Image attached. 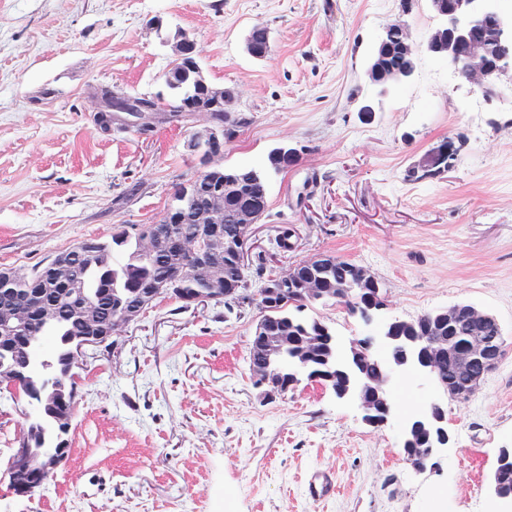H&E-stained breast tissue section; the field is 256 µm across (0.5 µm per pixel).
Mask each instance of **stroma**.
Listing matches in <instances>:
<instances>
[{
    "instance_id": "obj_1",
    "label": "stroma",
    "mask_w": 512,
    "mask_h": 512,
    "mask_svg": "<svg viewBox=\"0 0 512 512\" xmlns=\"http://www.w3.org/2000/svg\"><path fill=\"white\" fill-rule=\"evenodd\" d=\"M405 20L416 42L436 26L424 0H0V268L20 273L114 228L159 221L195 172L190 131L103 136L91 85L164 93L178 33L200 51L213 84L234 89L248 118L220 163L264 167L281 144L294 167L270 173L268 213L255 227L265 275L327 253L382 283L380 320L468 303L499 320L506 354L468 401L432 379L397 373L388 421L365 423L356 401L310 381L263 400L248 364L261 313L165 299L88 351L78 381L71 453L34 498L3 476L26 403L0 408V512H512L491 495L500 449L512 448V87L488 96L427 54L413 79L379 91L366 78L385 26ZM257 23L273 53L245 50ZM375 110L364 121L359 109ZM451 167L423 181L409 169L454 136ZM294 247L271 249L281 225ZM340 347L372 327L315 303ZM438 401L448 447L426 470L405 459L414 404ZM336 491L308 490L314 473Z\"/></svg>"
}]
</instances>
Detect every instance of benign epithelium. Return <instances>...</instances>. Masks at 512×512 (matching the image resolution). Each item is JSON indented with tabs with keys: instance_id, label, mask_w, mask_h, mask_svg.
<instances>
[{
	"instance_id": "1",
	"label": "benign epithelium",
	"mask_w": 512,
	"mask_h": 512,
	"mask_svg": "<svg viewBox=\"0 0 512 512\" xmlns=\"http://www.w3.org/2000/svg\"><path fill=\"white\" fill-rule=\"evenodd\" d=\"M430 10L438 19V24L431 30L424 43V51L435 57L441 64L452 70L458 77L470 83L486 95L498 91L503 82L512 77V12L504 13L486 7V0H425ZM393 26L399 32V46L403 51L415 58L419 47L412 38L408 25L396 21ZM485 26L490 29V42H478L471 38V31ZM253 28L261 29L264 38L260 41L252 37L246 38V51L256 59H265L272 52V41L268 28L262 23H256ZM389 45L385 37H380L378 46L372 55L366 71L369 83L381 90L401 86L408 83L414 76L415 69L395 71L387 69L382 59ZM174 64L180 66L184 73L191 77L192 86L189 95L183 102V111L196 117L203 114L207 117L215 112H228V106L234 99V92L228 88L212 84L204 75L199 65L197 43L186 35H180L173 48ZM112 109L98 101L94 110L97 116V130L103 135L112 134L117 128V112H134L146 115L145 106L137 96L110 91ZM224 128L209 121L203 131L192 134L188 148L197 162L196 172L183 185L184 192L201 183L202 180H216L215 161L224 155ZM453 141L443 142L430 149L418 164V169L428 171L443 170L450 166L454 156ZM224 192H215L208 203L198 209L194 215L195 223L199 224L197 237L186 241L173 235L172 224L176 221L174 211L164 212L161 222L148 224L140 230L143 246L151 252L163 237L171 240L174 249L182 256L185 269L192 277L209 285V288L184 298L187 306L198 305L217 299L219 266L214 262L216 246L224 238V222L229 220L237 224V231L231 240L240 261L248 259L250 253V234L254 224L258 222V213L251 199L241 191L236 192L237 204L232 214H227ZM72 267L68 254L60 253L52 258L44 268V278L53 287L69 290ZM168 292V288L154 286L144 292L139 307L119 309L112 316V333L136 322L151 308L157 298ZM464 314L472 323H495V316L469 304H455L448 307L442 316L453 318ZM53 309L42 304H33L22 310H7L0 313V327L10 331L11 339L24 342L30 339L34 322L51 317ZM255 335L260 340L265 357V363L253 371L256 383L266 387L265 395H284L293 389L298 380L282 372H273L271 368L283 355V347L274 338L266 335L265 321L259 319L255 327ZM112 340L111 333L93 329L76 342L69 354L70 371L76 372L82 366L81 357L90 347H99ZM381 346L385 360V376L378 379L374 386L368 387L355 382L356 389L338 390L334 385L336 374L332 369L308 370L305 376L310 381L320 383L325 389L332 391L339 399H355L359 402L370 424H384L391 414L388 385L392 376L400 371L415 369L429 376L434 371V361L446 350V344L439 336H419L401 339L399 336H386L382 332L368 335L350 342L349 348L342 353L344 360L362 351H376ZM503 355V347L498 341L480 333L474 332L466 337L461 345L453 351V361L456 373L465 379V385L455 391L456 401L464 402L476 391L485 375L495 368ZM22 373L18 370L0 372V387L15 393V400L22 399L17 394V383ZM73 414L64 410L61 415L62 430L58 432V448L49 453H42L24 439L18 440L17 448L11 454L7 473L9 485L14 495L32 498L41 488L54 478L60 468L62 459L69 454V435ZM418 419L429 425L431 439L425 448L419 452L420 461L413 464L418 471H424L438 453L448 444V432L444 426L446 421L445 409L438 402H433ZM512 459V449L499 450L496 466L492 473V490L499 498H507L512 494L500 481L503 467ZM24 474L27 481L18 483L15 476Z\"/></svg>"
}]
</instances>
